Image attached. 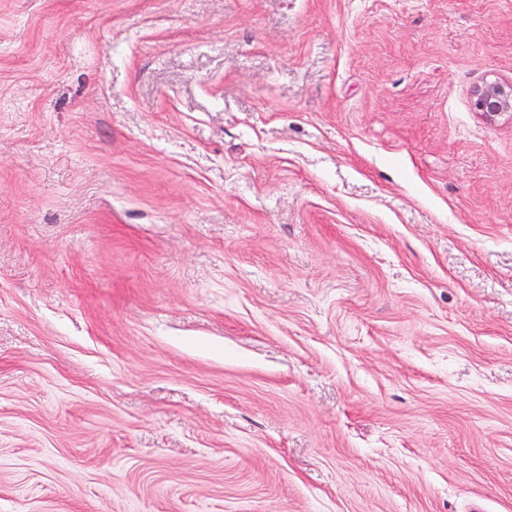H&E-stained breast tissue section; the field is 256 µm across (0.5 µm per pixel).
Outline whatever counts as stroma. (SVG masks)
Returning a JSON list of instances; mask_svg holds the SVG:
<instances>
[{"label": "stroma", "mask_w": 512, "mask_h": 512, "mask_svg": "<svg viewBox=\"0 0 512 512\" xmlns=\"http://www.w3.org/2000/svg\"><path fill=\"white\" fill-rule=\"evenodd\" d=\"M512 0H0V512H512ZM474 112L485 120H495L512 112V82L488 80L472 92Z\"/></svg>", "instance_id": "35a3bbf8"}]
</instances>
